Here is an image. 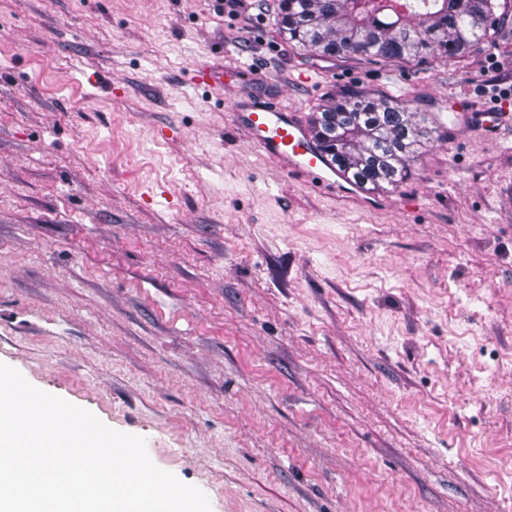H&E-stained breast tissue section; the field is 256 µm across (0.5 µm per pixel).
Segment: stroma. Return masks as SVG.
<instances>
[{
  "instance_id": "1",
  "label": "stroma",
  "mask_w": 512,
  "mask_h": 512,
  "mask_svg": "<svg viewBox=\"0 0 512 512\" xmlns=\"http://www.w3.org/2000/svg\"><path fill=\"white\" fill-rule=\"evenodd\" d=\"M276 11L0 0V363L211 512H512V125L480 129L512 30L370 63ZM352 86L444 133L397 189L317 193L232 126L237 96L306 119ZM228 77V81H224V77ZM236 73L224 70V67L200 64L195 65L191 74V83L193 85H209V84H223L234 85L239 81Z\"/></svg>"
}]
</instances>
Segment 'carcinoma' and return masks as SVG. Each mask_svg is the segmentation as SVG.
Masks as SVG:
<instances>
[{
	"instance_id": "carcinoma-1",
	"label": "carcinoma",
	"mask_w": 512,
	"mask_h": 512,
	"mask_svg": "<svg viewBox=\"0 0 512 512\" xmlns=\"http://www.w3.org/2000/svg\"><path fill=\"white\" fill-rule=\"evenodd\" d=\"M512 21V0H279L288 45L325 57L452 62L490 46ZM312 132L334 165L367 188H397L439 137L410 100L350 87L313 113Z\"/></svg>"
}]
</instances>
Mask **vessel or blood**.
I'll use <instances>...</instances> for the list:
<instances>
[{
  "instance_id": "1",
  "label": "vessel or blood",
  "mask_w": 512,
  "mask_h": 512,
  "mask_svg": "<svg viewBox=\"0 0 512 512\" xmlns=\"http://www.w3.org/2000/svg\"><path fill=\"white\" fill-rule=\"evenodd\" d=\"M237 83V74H226L223 67L200 64L194 67L195 85ZM234 122L264 157L273 159L289 172L305 178L313 187L328 194L359 195V187L346 179L330 163L312 138L298 112L288 109L278 98L239 99L233 108Z\"/></svg>"
}]
</instances>
